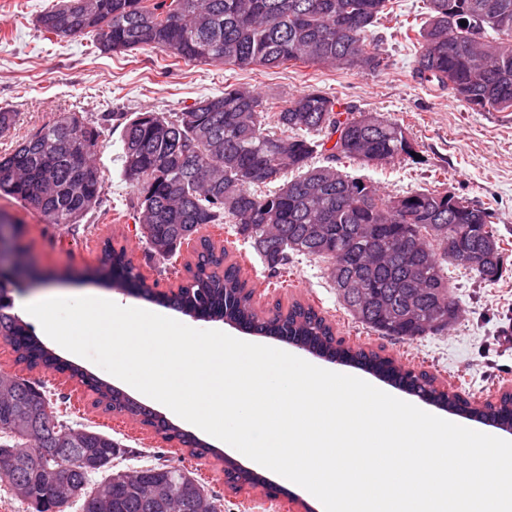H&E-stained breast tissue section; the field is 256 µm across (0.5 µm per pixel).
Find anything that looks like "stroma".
<instances>
[{
	"label": "stroma",
	"mask_w": 512,
	"mask_h": 512,
	"mask_svg": "<svg viewBox=\"0 0 512 512\" xmlns=\"http://www.w3.org/2000/svg\"><path fill=\"white\" fill-rule=\"evenodd\" d=\"M58 0H0V107L16 111L15 127L0 134V151L62 112L98 119L102 113L145 111L173 113L195 100L223 93L225 86L245 84L262 96L282 101L318 89L336 97L343 107L376 111L398 120L416 151L415 158L382 166H349V173L371 180L383 195L410 190H448L474 206L486 209L505 250L502 275L489 283L463 266L448 268L450 286L461 307L450 331L417 338L395 339L355 322L330 288L321 261L295 258L286 278L273 276L261 259L230 225H209L204 236L225 249L227 263L254 286L257 309L289 308L299 302L314 307L344 344L393 357L403 366L428 372L441 388L473 403L497 400L512 391V112L471 109L452 94L421 84L413 76L416 47L401 30L425 11L423 0H396L394 11L376 28L389 59L380 74L319 66L239 69L202 65L145 49L102 53L92 37L57 39L36 25L41 12ZM120 131L106 129L100 139L97 163L106 180L102 206L76 225L47 224L14 200L0 196V212L24 226L19 261L32 275L12 291V299L34 296L53 286L69 296L87 292L112 294L115 300L173 318L187 326L211 328L242 338L230 324L197 320L130 292L121 284L86 278L97 264L104 240L132 246L138 274L160 288H177L187 278L185 266L195 253L182 247L166 261L140 242L139 222L133 215V193L122 178ZM11 347L0 339V371L43 387L54 400L66 403L73 423L103 431L121 450L119 465L134 470L147 464H172L195 473L209 494L218 496L224 512H321L319 501L297 485L284 486L282 476L263 468L266 482L280 486L270 498L264 488L235 492L224 479L226 460L246 468L254 463L236 449L180 422L182 431L211 443L212 455L198 459L179 441H164L153 428L126 415L97 407L95 396L78 379L17 364Z\"/></svg>",
	"instance_id": "1"
}]
</instances>
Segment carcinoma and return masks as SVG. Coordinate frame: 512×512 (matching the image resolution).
<instances>
[{
    "mask_svg": "<svg viewBox=\"0 0 512 512\" xmlns=\"http://www.w3.org/2000/svg\"><path fill=\"white\" fill-rule=\"evenodd\" d=\"M64 0L39 15L41 31L57 38L96 37L103 53L156 49L198 64L278 68L289 62L380 74L388 67L371 28L390 13L391 0ZM466 24H461V21ZM404 37L417 51L414 75L422 84L448 90L476 110L512 112V0H426V16ZM121 127L122 177L134 194L140 233L148 248L169 260L198 239L189 283L160 302L201 319L228 320L249 331L285 340L330 361H356L400 378L434 405L473 415V404L434 387L426 372L405 368L372 350L352 349L336 339L313 307L259 314L235 265H224L210 239L209 224H230L275 273L288 272L295 257L322 260L331 287L356 280L359 294L341 299L350 316L383 336L415 339L442 333L460 318L448 284L446 264L462 265L488 277L464 253L488 245L490 266L502 267L500 238L489 229V214L457 203L446 191L416 190L384 198L362 176L336 167L349 160L383 165L411 156L406 129L381 117L370 125L366 113L341 108L339 101L312 89L278 104L246 85H228L179 112H122L90 122L64 112L0 153V195L47 224H79L100 208L105 179L96 162L105 122ZM322 234L309 236V225ZM85 275L135 286L131 256L104 241L99 263ZM0 305V332L27 369L70 371L82 379L108 412L127 414L176 439L203 458L204 443L100 379L56 357L31 328ZM11 392L0 396V456L30 459L14 480L36 496L54 480V465L43 461L44 441L65 438L74 450L60 458L70 491L53 503L56 512L79 503L80 512H153L147 508L154 485L177 494V512H198L201 497L209 512H222L194 473L157 464L128 472L114 464L118 444L96 429L74 428L68 411L46 391L10 376ZM504 430L512 429V394L482 406Z\"/></svg>",
    "mask_w": 512,
    "mask_h": 512,
    "instance_id": "1",
    "label": "carcinoma"
}]
</instances>
